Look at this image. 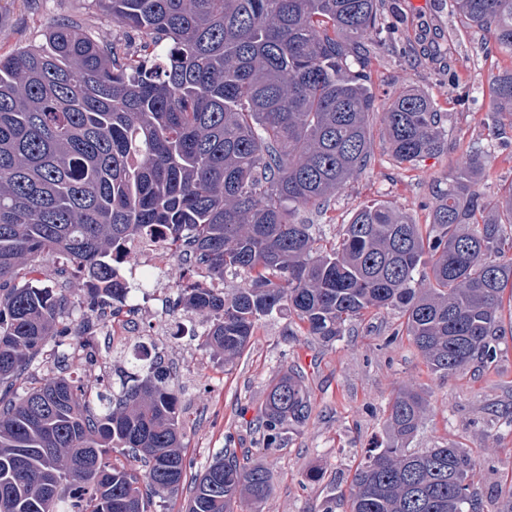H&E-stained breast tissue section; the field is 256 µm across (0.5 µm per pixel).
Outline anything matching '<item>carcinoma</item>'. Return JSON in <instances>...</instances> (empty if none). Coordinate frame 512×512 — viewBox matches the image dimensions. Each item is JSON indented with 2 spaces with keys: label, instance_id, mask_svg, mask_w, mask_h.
<instances>
[{
  "label": "carcinoma",
  "instance_id": "cac0c4a2",
  "mask_svg": "<svg viewBox=\"0 0 512 512\" xmlns=\"http://www.w3.org/2000/svg\"><path fill=\"white\" fill-rule=\"evenodd\" d=\"M511 61L493 76L492 138L512 145V0H454ZM136 45L101 43L74 19L45 43L0 57V512H154L189 482L186 512H258L270 473L223 454L195 470L170 369L143 350L144 374L97 391L65 375L98 361L91 329L122 314L126 247L165 229L190 280L173 309L228 364L261 317L285 306L330 343L348 321L398 309L427 368L443 379L501 355L512 313V186L479 187L487 150L458 149L429 222L390 202L354 208L339 245L300 218L370 168L371 126L411 166L448 150V113L404 88L378 103L370 64L395 41L385 0H87ZM44 256L60 267L34 277ZM89 282L71 301L56 281ZM80 324H74V313ZM207 317L198 331L192 315ZM425 406L412 388L388 404L387 442L356 468L349 512H512V488L485 500L474 454L414 451ZM298 371L270 387L256 423L266 447L306 423Z\"/></svg>",
  "mask_w": 512,
  "mask_h": 512
}]
</instances>
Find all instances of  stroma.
<instances>
[{
  "label": "stroma",
  "mask_w": 512,
  "mask_h": 512,
  "mask_svg": "<svg viewBox=\"0 0 512 512\" xmlns=\"http://www.w3.org/2000/svg\"><path fill=\"white\" fill-rule=\"evenodd\" d=\"M386 3L401 40L372 61L379 101L404 87L422 89L449 112V141L490 142L485 125L488 80L501 59L489 33L463 26L452 0ZM63 17L80 19L99 41L124 35L110 17L92 14L85 0H0V54L41 44L49 27ZM373 152V165L351 179L316 224L323 238L338 237L353 208L374 199L390 201L425 221L421 202L430 199L434 186H447L455 167L456 156L449 152L406 168L390 156L378 136ZM183 284L182 269L173 259L155 270L149 287L131 294V303L139 307L135 329L103 348V367L116 368L133 359L143 336L172 323L166 307ZM402 320L399 310H376L354 321L340 340L325 345L306 335L298 319L284 310L261 318L247 349L229 364L192 337H161L158 350L180 395L184 441L197 467L222 452L230 435L236 447L250 449L252 463L272 475L273 493L261 512H320L330 498L338 501L336 512H345L355 467L367 449L386 441L390 398L411 385L426 403L413 448L457 443L475 451L488 449L474 482L484 494L496 493L512 476V429L495 418L496 413L512 411V335L500 338L503 357L489 370L448 381L428 370L407 337H394ZM292 367L304 376L312 411L304 426L286 433L281 445L268 448L254 422L272 382Z\"/></svg>",
  "instance_id": "1"
}]
</instances>
